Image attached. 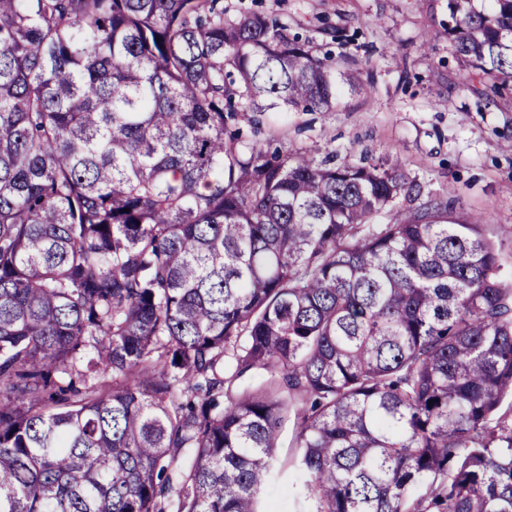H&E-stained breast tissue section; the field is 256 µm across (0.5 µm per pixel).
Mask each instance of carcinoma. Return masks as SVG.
I'll use <instances>...</instances> for the list:
<instances>
[{"label":"carcinoma","instance_id":"1","mask_svg":"<svg viewBox=\"0 0 512 512\" xmlns=\"http://www.w3.org/2000/svg\"><path fill=\"white\" fill-rule=\"evenodd\" d=\"M475 2L496 93L512 0ZM338 95L218 0H0V512H260L288 423L301 512H512V229L227 134Z\"/></svg>","mask_w":512,"mask_h":512}]
</instances>
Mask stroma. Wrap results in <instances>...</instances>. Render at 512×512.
I'll list each match as a JSON object with an SVG mask.
<instances>
[{
	"instance_id": "obj_1",
	"label": "stroma",
	"mask_w": 512,
	"mask_h": 512,
	"mask_svg": "<svg viewBox=\"0 0 512 512\" xmlns=\"http://www.w3.org/2000/svg\"><path fill=\"white\" fill-rule=\"evenodd\" d=\"M224 15L264 14L313 41L315 55L357 72L365 90L341 85L335 111L272 112L261 133L241 118L245 142L264 148L372 160L391 153L424 191L512 227V90H473L446 34L448 0H222ZM341 31L352 37L339 45ZM284 429L261 512H296L298 473Z\"/></svg>"
}]
</instances>
